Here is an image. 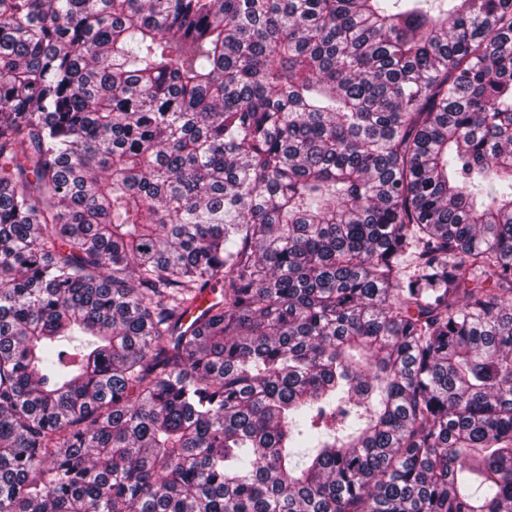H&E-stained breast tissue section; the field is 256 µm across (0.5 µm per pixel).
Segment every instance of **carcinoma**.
Segmentation results:
<instances>
[{"label": "carcinoma", "mask_w": 512, "mask_h": 512, "mask_svg": "<svg viewBox=\"0 0 512 512\" xmlns=\"http://www.w3.org/2000/svg\"><path fill=\"white\" fill-rule=\"evenodd\" d=\"M0 512H512V0H0Z\"/></svg>", "instance_id": "cac0c4a2"}]
</instances>
